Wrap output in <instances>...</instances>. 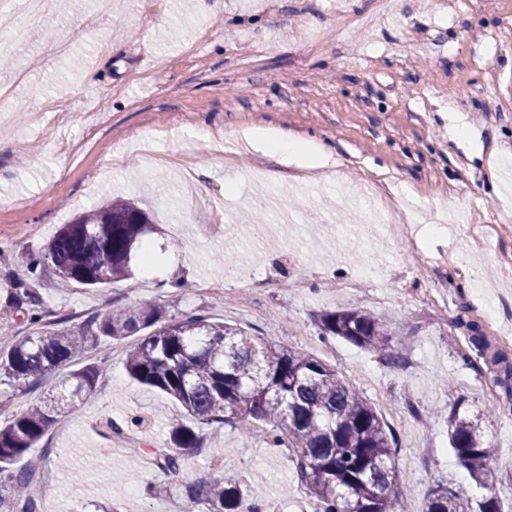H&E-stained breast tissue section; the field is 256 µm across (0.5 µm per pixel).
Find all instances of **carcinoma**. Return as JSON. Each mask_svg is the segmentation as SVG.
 I'll return each mask as SVG.
<instances>
[{
	"instance_id": "1",
	"label": "carcinoma",
	"mask_w": 512,
	"mask_h": 512,
	"mask_svg": "<svg viewBox=\"0 0 512 512\" xmlns=\"http://www.w3.org/2000/svg\"><path fill=\"white\" fill-rule=\"evenodd\" d=\"M151 216L134 201L112 197L103 205L62 225L45 252L25 258L27 273L47 265L65 281L87 288L115 283L131 275L142 239L153 232ZM29 332L0 345V384L25 389L71 364L66 400L32 405L0 427V495L4 512H38L30 495L38 468L19 463L39 442L56 415L80 409L103 382L99 365L85 361L88 340H122L139 335L126 368L137 382L178 402L190 422L173 424L157 459L164 473H175L174 449L200 448V427L214 423L235 428L266 426V442L285 448L297 463L298 478L316 512H407L397 482L396 441L373 404L336 369L318 357L201 314L168 315L151 302L116 307L86 321L75 332L66 319L44 318L29 309ZM321 336H335L358 348L379 352L391 365L402 363L400 327L361 308L327 310L318 317ZM480 355L498 367L497 382L512 389V360L467 323ZM450 448L477 485L488 484V464L496 449L483 439L479 419L451 412ZM246 490L232 475L188 485L183 512H262L245 506ZM423 512H503L491 495L476 502L439 483Z\"/></svg>"
}]
</instances>
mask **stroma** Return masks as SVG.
Returning <instances> with one entry per match:
<instances>
[{
    "mask_svg": "<svg viewBox=\"0 0 512 512\" xmlns=\"http://www.w3.org/2000/svg\"><path fill=\"white\" fill-rule=\"evenodd\" d=\"M44 22L0 42V324L26 333L30 291L72 329L113 302L172 305L255 336L272 335L336 368L398 441L399 489L422 512L437 482L512 512V393L480 358L467 321L491 342L512 328V0L474 12L448 0H46ZM466 125L454 134L452 117ZM283 129L323 145L320 169L246 148L227 162L209 134ZM383 185L391 223L353 219L351 195ZM225 209L214 207L227 185ZM114 195L148 210L154 276L132 263L102 288L30 279L24 254ZM262 285L225 287L215 255ZM360 307L400 322L402 366L338 338L317 317ZM134 337L100 338L88 356L105 383L60 414L28 456L44 481L39 512H176L186 484L235 476L267 512H314L295 462L265 433L203 427L178 473L151 448L181 406L131 379ZM58 370L25 391L0 385V423L48 393ZM499 405L497 417L486 415ZM480 417L497 454L490 485L472 482L448 442L444 409ZM142 418L130 441L103 426Z\"/></svg>",
    "mask_w": 512,
    "mask_h": 512,
    "instance_id": "obj_1",
    "label": "stroma"
}]
</instances>
